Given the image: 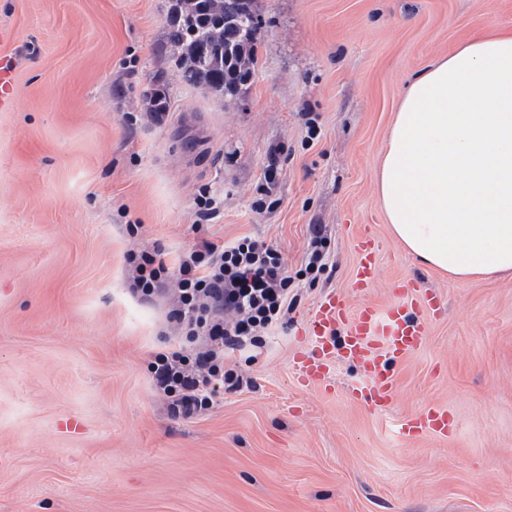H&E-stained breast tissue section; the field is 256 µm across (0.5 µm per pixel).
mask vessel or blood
Listing matches in <instances>:
<instances>
[{"instance_id":"b4317fda","label":"vessel or blood","mask_w":512,"mask_h":512,"mask_svg":"<svg viewBox=\"0 0 512 512\" xmlns=\"http://www.w3.org/2000/svg\"><path fill=\"white\" fill-rule=\"evenodd\" d=\"M17 103V73L7 55H0V112L13 111ZM352 245L358 261L352 278L355 292L371 288L380 244L369 232L356 236ZM394 302L381 307L366 304L353 307L347 296L329 293L307 314L303 334L311 354H296L294 369L303 387L331 391V377L337 356L360 365L364 385L352 387V397L371 393L382 403L390 402L395 381L386 365L392 359H405L420 350L429 334L428 313L438 307V299L422 292L416 283L397 281L393 284ZM406 436L435 434L447 436L448 412L433 407L419 418L401 425Z\"/></svg>"}]
</instances>
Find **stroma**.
Returning <instances> with one entry per match:
<instances>
[{
    "instance_id": "stroma-1",
    "label": "stroma",
    "mask_w": 512,
    "mask_h": 512,
    "mask_svg": "<svg viewBox=\"0 0 512 512\" xmlns=\"http://www.w3.org/2000/svg\"><path fill=\"white\" fill-rule=\"evenodd\" d=\"M171 7L0 0L19 82L0 112V512H512V274L425 267L375 185L410 79L461 40L512 31V0H254L255 68L231 95L185 81ZM205 187L223 199L209 220ZM367 228L375 284L354 294L350 237ZM317 229L332 267L312 281ZM245 235L281 251L297 302L260 355L225 360L233 389L172 416L149 370L168 305L129 296L125 255L159 246L173 262ZM398 279L440 313L392 364L391 405L350 400L362 377L341 363L335 392L302 387L307 313L332 290L387 305ZM429 407L447 410V438L403 437Z\"/></svg>"
}]
</instances>
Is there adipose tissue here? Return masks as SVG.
Listing matches in <instances>:
<instances>
[{
    "instance_id": "1",
    "label": "adipose tissue",
    "mask_w": 512,
    "mask_h": 512,
    "mask_svg": "<svg viewBox=\"0 0 512 512\" xmlns=\"http://www.w3.org/2000/svg\"><path fill=\"white\" fill-rule=\"evenodd\" d=\"M376 189L394 239L433 270L512 272V33L458 44L408 86Z\"/></svg>"
}]
</instances>
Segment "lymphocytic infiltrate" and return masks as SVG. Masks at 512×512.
<instances>
[{
	"mask_svg": "<svg viewBox=\"0 0 512 512\" xmlns=\"http://www.w3.org/2000/svg\"><path fill=\"white\" fill-rule=\"evenodd\" d=\"M125 262L131 297L150 302L162 296L170 303L173 341L155 354L150 369L179 417L206 410L229 381L226 357L261 347L297 301L280 251L252 236L202 242L174 267L158 247L132 248Z\"/></svg>",
	"mask_w": 512,
	"mask_h": 512,
	"instance_id": "f902f5d3",
	"label": "lymphocytic infiltrate"
}]
</instances>
